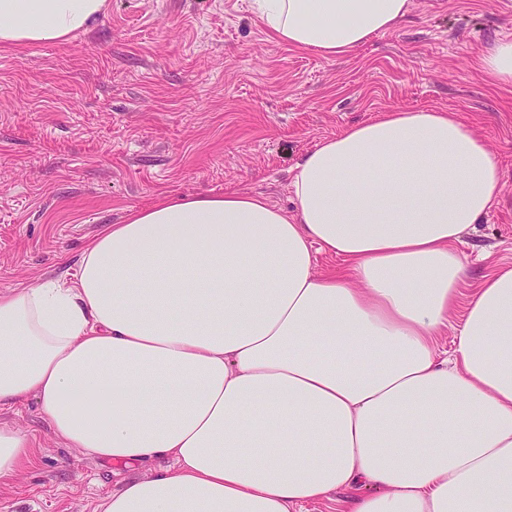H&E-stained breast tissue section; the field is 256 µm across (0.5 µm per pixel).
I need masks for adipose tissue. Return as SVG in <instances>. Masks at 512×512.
Masks as SVG:
<instances>
[{
    "instance_id": "ef3b65f1",
    "label": "adipose tissue",
    "mask_w": 512,
    "mask_h": 512,
    "mask_svg": "<svg viewBox=\"0 0 512 512\" xmlns=\"http://www.w3.org/2000/svg\"><path fill=\"white\" fill-rule=\"evenodd\" d=\"M107 0H0V44L63 42ZM410 0H256L327 59ZM512 86V40L477 66ZM504 173L460 113L389 110L319 141L292 210L165 194L105 224L77 272L0 291V407L127 468L102 512H512V264L465 291L458 245ZM341 263L315 270V249ZM452 333L454 353L438 342ZM161 462L157 475L135 469Z\"/></svg>"
}]
</instances>
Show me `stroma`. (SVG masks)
<instances>
[{"label":"stroma","instance_id":"obj_1","mask_svg":"<svg viewBox=\"0 0 512 512\" xmlns=\"http://www.w3.org/2000/svg\"><path fill=\"white\" fill-rule=\"evenodd\" d=\"M512 39V0H411L397 31L327 60L274 43L254 0H108L68 41L0 46V290L74 271L87 240L164 193L247 188L292 206L294 165L390 109L461 113L500 162L502 201L459 246L469 281L512 264V87L475 60ZM33 461L0 512H102L123 467L66 447L36 399L0 408Z\"/></svg>","mask_w":512,"mask_h":512}]
</instances>
